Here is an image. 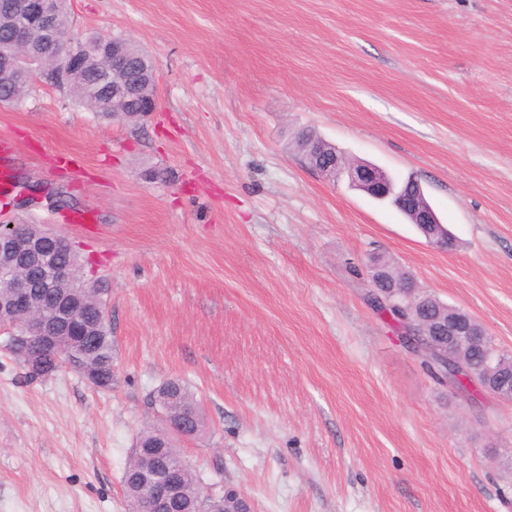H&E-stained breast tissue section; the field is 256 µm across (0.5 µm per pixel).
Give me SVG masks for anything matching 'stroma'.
Wrapping results in <instances>:
<instances>
[{"label":"stroma","instance_id":"obj_1","mask_svg":"<svg viewBox=\"0 0 512 512\" xmlns=\"http://www.w3.org/2000/svg\"><path fill=\"white\" fill-rule=\"evenodd\" d=\"M70 11L76 33L149 54L157 109L141 126L106 118L41 78L0 105L6 166L90 222L0 219L70 238L114 346L112 386L96 389L28 377L0 328V512H128L123 473L171 380L206 421L178 448L252 512H512V400L434 381L363 277L386 255L512 355V0ZM302 128L419 180L454 249L304 166Z\"/></svg>","mask_w":512,"mask_h":512}]
</instances>
